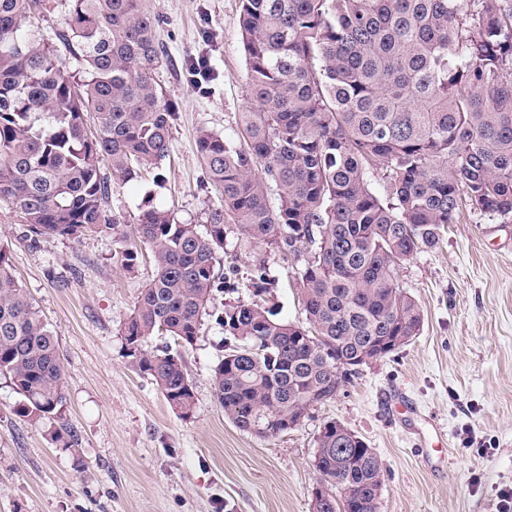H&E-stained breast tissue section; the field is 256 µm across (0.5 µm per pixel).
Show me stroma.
I'll return each instance as SVG.
<instances>
[{
  "label": "stroma",
  "mask_w": 512,
  "mask_h": 512,
  "mask_svg": "<svg viewBox=\"0 0 512 512\" xmlns=\"http://www.w3.org/2000/svg\"><path fill=\"white\" fill-rule=\"evenodd\" d=\"M163 25L170 61L158 79L178 107L162 184L113 180L107 203L126 232L151 206L199 224L218 192L207 181L196 135L236 138L251 100L239 27L240 0H147ZM206 55L214 79L199 90L187 66ZM24 222L0 204V245L58 338L65 420L78 446L59 448L17 412L0 379V512H311L319 482L317 440L337 422L374 448L384 466L379 512H497L512 488V222L468 213L439 245L401 264L398 283L417 302L422 329L408 345L361 366L336 396L294 429L261 438L239 430L214 397L213 369L224 354L215 321L225 304L253 297L265 268L279 317L305 324L287 258L228 232L221 264H236L215 290L200 333L181 356L195 410L184 418L160 389L128 364L121 329L155 269L139 246L132 269L118 267L111 236L77 240L23 236ZM404 394L417 409L392 417L385 399ZM442 453L428 464L434 442Z\"/></svg>",
  "instance_id": "35a3bbf8"
}]
</instances>
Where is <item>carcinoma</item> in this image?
Masks as SVG:
<instances>
[{
    "mask_svg": "<svg viewBox=\"0 0 512 512\" xmlns=\"http://www.w3.org/2000/svg\"><path fill=\"white\" fill-rule=\"evenodd\" d=\"M253 107L238 140L202 128L205 178L220 192L204 228L149 207L136 220L155 274L121 336L130 366L188 417L193 384L180 347L209 315L226 230L307 256L293 279L307 326L259 300L224 305L214 394L240 430L274 437L285 419L336 396V366L388 356L418 335L422 315L397 268L436 247L463 206L512 220V0H240ZM46 0H0V202L24 237L104 233L131 267L137 245L107 213L111 184L169 157L177 106L155 78L166 53L146 0H71L60 43L85 65L75 87L39 39ZM93 129H88V126ZM385 183L378 193L374 180ZM0 377L20 416L64 448L57 339L0 247ZM315 468L346 488L319 512H379L383 462L358 436L326 429Z\"/></svg>",
    "mask_w": 512,
    "mask_h": 512,
    "instance_id": "cac0c4a2",
    "label": "carcinoma"
}]
</instances>
